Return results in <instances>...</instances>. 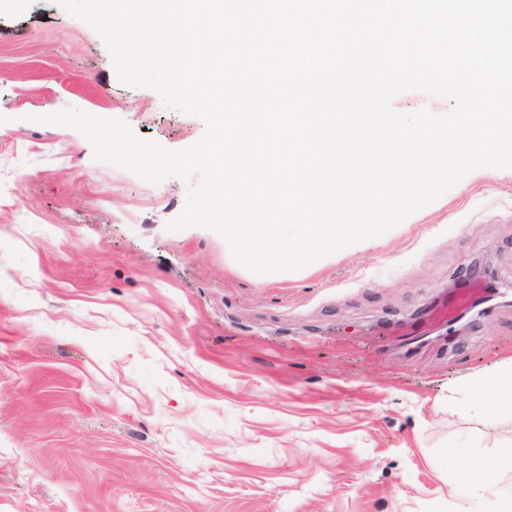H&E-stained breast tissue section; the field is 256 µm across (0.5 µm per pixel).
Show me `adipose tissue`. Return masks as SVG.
Wrapping results in <instances>:
<instances>
[{"instance_id": "adipose-tissue-1", "label": "adipose tissue", "mask_w": 512, "mask_h": 512, "mask_svg": "<svg viewBox=\"0 0 512 512\" xmlns=\"http://www.w3.org/2000/svg\"><path fill=\"white\" fill-rule=\"evenodd\" d=\"M459 413L485 409L512 417V359L503 362L476 381L460 386L453 393Z\"/></svg>"}]
</instances>
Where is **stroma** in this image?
<instances>
[{
	"instance_id": "obj_1",
	"label": "stroma",
	"mask_w": 512,
	"mask_h": 512,
	"mask_svg": "<svg viewBox=\"0 0 512 512\" xmlns=\"http://www.w3.org/2000/svg\"><path fill=\"white\" fill-rule=\"evenodd\" d=\"M78 108L179 150L203 121L116 75L57 0H0V512H506L512 420L456 386L512 358V170L382 245L259 275L165 224L177 177L93 158ZM480 264L456 346L397 330Z\"/></svg>"
}]
</instances>
